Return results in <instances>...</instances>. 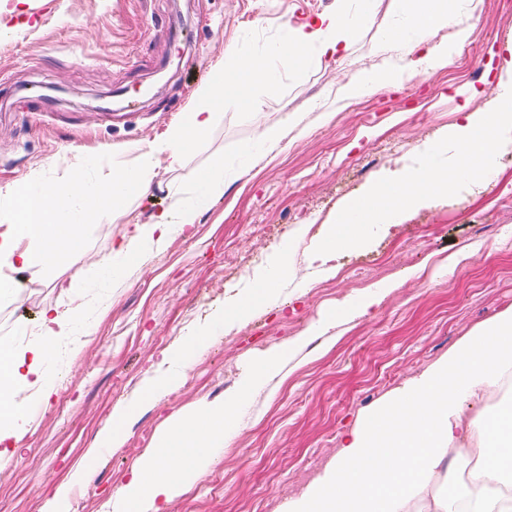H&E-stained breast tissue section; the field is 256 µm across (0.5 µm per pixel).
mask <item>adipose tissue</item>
<instances>
[{"mask_svg": "<svg viewBox=\"0 0 512 512\" xmlns=\"http://www.w3.org/2000/svg\"><path fill=\"white\" fill-rule=\"evenodd\" d=\"M413 25L432 31L454 24L459 34L472 26V14H448V0H402ZM355 19L343 12L322 13L289 27L275 52L289 70L308 68L311 56H336ZM198 90L199 105L184 113L166 139L137 148L133 163L114 167L108 181L87 183L76 176L60 189L21 180L7 190L14 202L8 235L0 237V267H63L85 250L84 229L98 223L102 210H125L143 196L160 170L182 166L199 138L225 106L258 110L257 90L275 87L268 60L241 58L227 50ZM214 169L195 181L193 202H176L123 240L116 256L123 265L141 262L140 240H165L174 225H192L210 200ZM70 331L59 316L44 312L39 338L26 347L0 345V422L21 426L20 397L31 378ZM512 371V311L476 327L447 356L400 387L359 419L344 437L333 464L286 512H407L410 501L426 502L425 512H512V410H482L471 415L470 400L496 394L502 376ZM476 462L470 481H461L457 462L461 442ZM453 487L449 498L433 496L436 485Z\"/></svg>", "mask_w": 512, "mask_h": 512, "instance_id": "adipose-tissue-1", "label": "adipose tissue"}]
</instances>
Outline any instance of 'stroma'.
Listing matches in <instances>:
<instances>
[{"mask_svg": "<svg viewBox=\"0 0 512 512\" xmlns=\"http://www.w3.org/2000/svg\"><path fill=\"white\" fill-rule=\"evenodd\" d=\"M473 11L466 38L430 33L447 66L425 84H396L351 97L349 84L405 70L413 26L396 0H0V188L24 178L64 187L75 172L104 181L135 159L198 103L204 71L227 47L254 58L282 44L287 22L336 10L359 18L339 56L294 73L277 71L275 91L252 112L227 106L182 167L127 210H103L71 266L15 271L0 297V338L26 345L25 326L43 310L64 314L73 344L33 384L37 405L21 439L0 441V512H42L80 462L90 476L62 512H115L137 459L174 412L222 400L244 383L248 364L287 344L308 323L400 281L368 316L341 321L253 392L215 449L210 470L161 512H284L333 460L345 434L392 388L419 376L465 336L512 310V209L495 205L489 180L431 199L385 221L367 245L337 253L335 276L312 255L292 211L329 223L351 198L447 135L462 111L484 112L499 83L512 84V0H448ZM187 32L171 40L161 20ZM393 40L379 47L377 37ZM136 96L127 111L128 96ZM43 98L49 112L34 115ZM291 114L301 125L278 148L261 127ZM224 172L197 224L147 247L144 261L105 275L136 225L169 210L216 160ZM365 268V283L347 270ZM273 295L242 323L224 311L261 288ZM180 376L170 392L147 386ZM127 404L123 448L96 447Z\"/></svg>", "mask_w": 512, "mask_h": 512, "instance_id": "35a3bbf8", "label": "stroma"}]
</instances>
